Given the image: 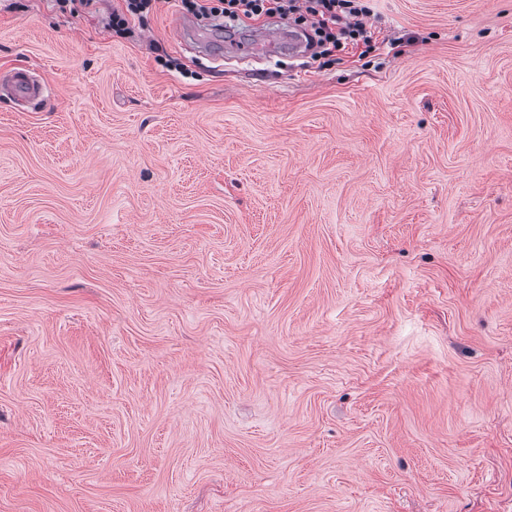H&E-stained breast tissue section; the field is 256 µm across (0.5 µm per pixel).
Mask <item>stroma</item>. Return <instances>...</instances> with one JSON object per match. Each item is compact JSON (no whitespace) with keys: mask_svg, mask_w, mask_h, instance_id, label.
<instances>
[{"mask_svg":"<svg viewBox=\"0 0 512 512\" xmlns=\"http://www.w3.org/2000/svg\"><path fill=\"white\" fill-rule=\"evenodd\" d=\"M121 5L0 0V512H512V0ZM124 7L113 9L108 28L119 34L132 32L131 20H144L160 5L177 2L186 13L199 18L244 23L259 18H288L306 25V37L313 60L328 56L343 46L371 49L373 32L367 27V0H122ZM1 86L21 106L41 98L47 89L43 75L28 67L11 70L1 78Z\"/></svg>","mask_w":512,"mask_h":512,"instance_id":"1","label":"stroma"}]
</instances>
